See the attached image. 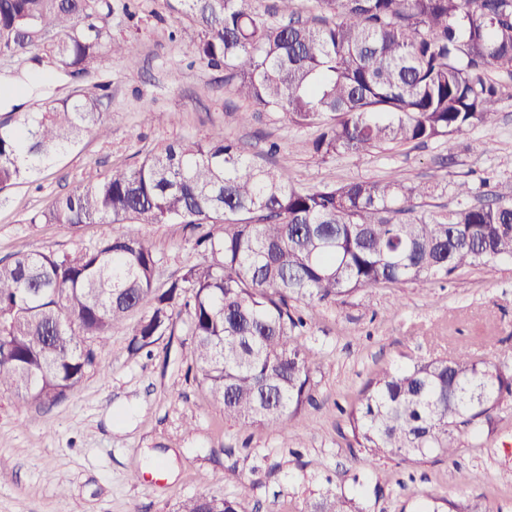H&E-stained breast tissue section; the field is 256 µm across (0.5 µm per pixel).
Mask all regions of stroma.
Returning <instances> with one entry per match:
<instances>
[{"instance_id": "35a3bbf8", "label": "stroma", "mask_w": 512, "mask_h": 512, "mask_svg": "<svg viewBox=\"0 0 512 512\" xmlns=\"http://www.w3.org/2000/svg\"><path fill=\"white\" fill-rule=\"evenodd\" d=\"M170 0H112V36L136 42V58L96 64L89 74L58 77L51 66L0 55V124L15 126L45 103L90 91L102 97L109 138L86 133L21 184L0 191V260L31 251L59 255L97 248L108 224L76 228L31 218L58 196L108 177L163 145L202 141L214 131L252 154H267L304 188L333 179L439 180L430 206L453 202L454 182L469 181L474 199L512 193V76L491 69L506 95L487 125L450 140L362 155L321 159L313 125L280 112H255L224 82V72L194 61ZM37 85H30L31 76ZM252 112L249 124L238 115ZM176 119L160 122L156 113ZM480 152H472V145ZM156 250L157 285L198 263L195 231L182 224H127ZM302 338L316 355L312 403L303 418L276 432L225 418L187 377L188 317L150 351L131 353V328L113 331L91 371L53 404L19 406L0 394V512H176L199 493L235 497L248 512H301L328 485L344 487L366 512H414L424 496L477 504L480 512H512V398L498 412L483 447L451 459L416 463L371 459L350 450L344 411L368 378L405 356L447 355L469 346L492 365L512 367V263L466 272L427 288L382 285L336 304L302 302ZM462 471L480 478L459 486Z\"/></svg>"}]
</instances>
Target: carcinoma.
<instances>
[{
	"label": "carcinoma",
	"mask_w": 512,
	"mask_h": 512,
	"mask_svg": "<svg viewBox=\"0 0 512 512\" xmlns=\"http://www.w3.org/2000/svg\"><path fill=\"white\" fill-rule=\"evenodd\" d=\"M189 19L172 35L196 59L224 70L236 95L297 125L319 124L325 159L449 139L488 122L512 75V0H316L304 21L279 0L270 22L250 0H176ZM111 0H0V54H45L59 71L87 73L139 48L112 38ZM104 103L80 94L0 125V191L85 133L107 138ZM435 187L399 181H326L306 189L283 169L244 153L217 132L173 142L134 167L60 196L43 224L104 222L112 234L92 251L31 252L0 264V392L55 403L99 368L94 343L136 312L130 349L173 332L189 309V369L234 421L283 429L311 402L313 354L300 340L296 303H334L384 284L424 286L512 260V195L476 206L420 211ZM207 230L204 257L160 288L153 244L124 224ZM512 369L469 347L377 370L346 412L351 448L374 458H448L492 430ZM177 512H246L235 498L200 495ZM301 512H363L328 488ZM415 512H480L463 500L426 496Z\"/></svg>",
	"instance_id": "obj_1"
}]
</instances>
